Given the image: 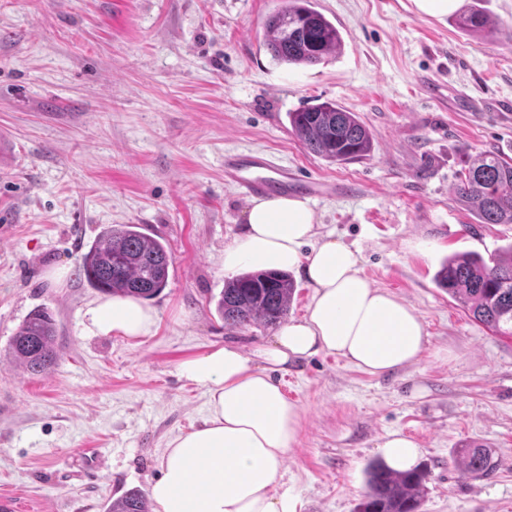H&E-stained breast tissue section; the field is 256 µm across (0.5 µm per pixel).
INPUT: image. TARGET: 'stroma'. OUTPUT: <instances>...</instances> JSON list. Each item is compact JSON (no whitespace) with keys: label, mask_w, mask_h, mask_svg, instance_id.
I'll return each mask as SVG.
<instances>
[{"label":"stroma","mask_w":512,"mask_h":512,"mask_svg":"<svg viewBox=\"0 0 512 512\" xmlns=\"http://www.w3.org/2000/svg\"><path fill=\"white\" fill-rule=\"evenodd\" d=\"M278 0H0V495L20 512H106L148 490L169 442L208 415L180 364L214 345L244 353L275 328L228 329L216 310L224 249L247 200L224 181V155L263 150L305 176L352 185L313 197L314 244L360 256L374 287L411 304L429 345L381 376L318 353L273 371L300 405L301 431L276 491L296 512H356L366 469L400 431L430 471L421 512H512V339L494 335L438 288L456 253L512 246V224H480L455 188L483 152L512 158V0H482L485 35L410 0H312L339 29L313 66L272 60L264 23ZM441 88L431 97L427 83ZM330 101L358 113L368 156L337 166L307 153L289 113ZM113 224L167 243L166 288L148 304L152 335L91 332L102 294L74 275ZM66 271L62 282L45 277ZM45 307L59 358L17 367V327ZM491 449L496 477L464 479L459 448Z\"/></svg>","instance_id":"obj_1"}]
</instances>
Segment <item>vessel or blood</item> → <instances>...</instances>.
Segmentation results:
<instances>
[{"label": "vessel or blood", "mask_w": 512, "mask_h": 512, "mask_svg": "<svg viewBox=\"0 0 512 512\" xmlns=\"http://www.w3.org/2000/svg\"><path fill=\"white\" fill-rule=\"evenodd\" d=\"M224 179L247 196L301 193L319 197L336 193L335 181L301 176L260 150L225 154Z\"/></svg>", "instance_id": "b4317fda"}]
</instances>
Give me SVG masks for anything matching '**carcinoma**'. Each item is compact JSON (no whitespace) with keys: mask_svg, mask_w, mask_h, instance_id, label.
<instances>
[{"mask_svg":"<svg viewBox=\"0 0 512 512\" xmlns=\"http://www.w3.org/2000/svg\"><path fill=\"white\" fill-rule=\"evenodd\" d=\"M458 27L482 33L490 21L472 6L455 16ZM336 26L315 10L311 0H280L265 21V45L273 61L285 65H317L341 47ZM288 120L303 148L330 164H344L370 152L372 135L354 112L323 102ZM456 193L481 224H512V162L481 153L467 165ZM173 256L158 238L137 224L106 228L83 254L79 275L110 295L149 299L166 287ZM434 281L472 318L495 335L512 338V246L486 260L478 254H456L444 262ZM295 288L290 275L276 269H254L224 281L217 309L224 326L253 322L276 326L290 309ZM54 318L45 307L32 311L18 326L10 346L12 362L32 374L46 371L58 359ZM454 466L463 478H486L500 461L485 448H463ZM429 471L400 472L383 461L366 471L368 491L357 512H419ZM107 512H149L148 499L134 489L114 500Z\"/></svg>","mask_w":512,"mask_h":512,"instance_id":"1","label":"carcinoma"}]
</instances>
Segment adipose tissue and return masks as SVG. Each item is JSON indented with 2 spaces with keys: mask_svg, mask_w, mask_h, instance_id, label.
I'll return each mask as SVG.
<instances>
[{
  "mask_svg": "<svg viewBox=\"0 0 512 512\" xmlns=\"http://www.w3.org/2000/svg\"><path fill=\"white\" fill-rule=\"evenodd\" d=\"M245 220L242 235L224 251L225 272L249 264L302 269L312 303L256 357L224 345L181 363V375L205 389L208 416L201 428L170 442L150 488L154 512H296L294 500L274 487L298 440L301 410L271 370L324 351L382 375L414 364L428 346L414 308L373 287L355 250L327 240L303 253L317 222L308 200L254 197ZM86 316L92 331L129 340L151 335L158 322L153 309L116 296L97 301Z\"/></svg>",
  "mask_w": 512,
  "mask_h": 512,
  "instance_id": "adipose-tissue-1",
  "label": "adipose tissue"
}]
</instances>
